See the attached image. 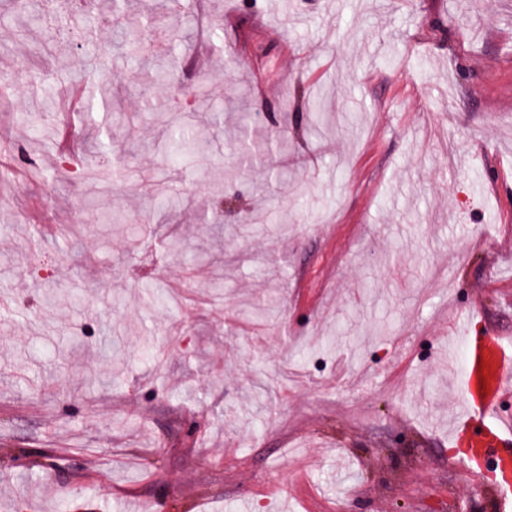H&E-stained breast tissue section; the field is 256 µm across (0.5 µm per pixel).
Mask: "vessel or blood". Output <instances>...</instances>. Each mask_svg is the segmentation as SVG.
Instances as JSON below:
<instances>
[{
    "label": "vessel or blood",
    "instance_id": "1",
    "mask_svg": "<svg viewBox=\"0 0 512 512\" xmlns=\"http://www.w3.org/2000/svg\"><path fill=\"white\" fill-rule=\"evenodd\" d=\"M489 372L487 391L477 385L482 372ZM465 417L455 426L453 446L469 447L477 465L468 466L467 476L475 487H482V460L492 459L498 471L512 467V416L500 413L499 403L512 397V346L497 333H490L469 347L467 374L463 381Z\"/></svg>",
    "mask_w": 512,
    "mask_h": 512
}]
</instances>
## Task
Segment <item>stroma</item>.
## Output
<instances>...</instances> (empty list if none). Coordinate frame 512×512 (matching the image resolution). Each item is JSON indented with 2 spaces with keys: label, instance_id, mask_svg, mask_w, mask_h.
Masks as SVG:
<instances>
[{
  "label": "stroma",
  "instance_id": "1",
  "mask_svg": "<svg viewBox=\"0 0 512 512\" xmlns=\"http://www.w3.org/2000/svg\"><path fill=\"white\" fill-rule=\"evenodd\" d=\"M157 2L122 26L148 57L180 44L162 82L108 26L98 70L54 21L17 40L0 0V164L46 169L0 181V512H499L451 459L466 363L441 349L512 344V0H209L204 44ZM86 77L120 124L71 123ZM146 86L206 138L182 167Z\"/></svg>",
  "mask_w": 512,
  "mask_h": 512
}]
</instances>
